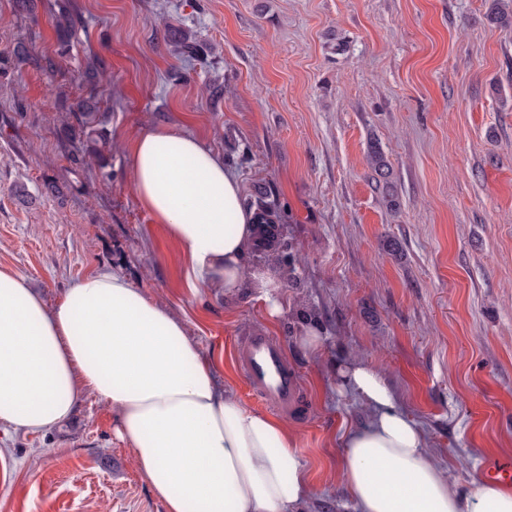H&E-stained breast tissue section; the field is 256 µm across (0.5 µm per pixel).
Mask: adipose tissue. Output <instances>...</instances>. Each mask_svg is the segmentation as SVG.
I'll use <instances>...</instances> for the list:
<instances>
[{
  "label": "adipose tissue",
  "instance_id": "adipose-tissue-1",
  "mask_svg": "<svg viewBox=\"0 0 512 512\" xmlns=\"http://www.w3.org/2000/svg\"><path fill=\"white\" fill-rule=\"evenodd\" d=\"M142 206L189 260L186 276L226 295L253 287L258 226L238 176L189 132L143 131L131 153ZM338 391L370 411L348 431L339 464L356 512H512V490L449 488L426 434L369 366L342 360ZM111 402L116 435L165 512H298L310 494L297 442L274 417L236 400L184 324L123 275L100 270L46 303L0 267V426L47 431L84 391Z\"/></svg>",
  "mask_w": 512,
  "mask_h": 512
}]
</instances>
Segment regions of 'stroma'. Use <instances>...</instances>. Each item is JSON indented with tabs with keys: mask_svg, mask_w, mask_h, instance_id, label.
<instances>
[{
	"mask_svg": "<svg viewBox=\"0 0 512 512\" xmlns=\"http://www.w3.org/2000/svg\"><path fill=\"white\" fill-rule=\"evenodd\" d=\"M78 25L66 72L14 66L32 42L58 49L53 19ZM486 0H38L35 15L0 0V266L26 275L47 303L82 277L124 275L168 309L220 386L266 405L236 362L244 336L282 338L303 392L280 421L298 444L312 494L301 512H353L338 460L367 407L336 391V362L373 368L424 428L455 491L512 458V28ZM196 34L185 62L165 25ZM109 75L101 163L78 160L68 129L79 94L70 72L87 52ZM220 85L213 101L206 88ZM198 137L265 196L304 257L285 313L256 292L190 287L187 258L139 205L130 146L149 128ZM390 168L380 183L367 153ZM397 204L389 206L386 195ZM316 308L317 352L298 317ZM109 403L85 393L43 433L0 427V512H164Z\"/></svg>",
	"mask_w": 512,
	"mask_h": 512,
	"instance_id": "1",
	"label": "stroma"
}]
</instances>
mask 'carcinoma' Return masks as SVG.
<instances>
[{"mask_svg": "<svg viewBox=\"0 0 512 512\" xmlns=\"http://www.w3.org/2000/svg\"><path fill=\"white\" fill-rule=\"evenodd\" d=\"M489 20L501 27H512V5L508 0H490ZM59 44V56H64L72 47L76 28L73 16L61 14L54 19ZM165 44L173 47L182 57L194 60L204 55L202 43L184 29H166L163 34ZM103 75V67L96 55L87 57L84 67L77 72L76 79L82 87L83 94L72 105V110L79 113L77 137L84 138L86 145L82 150L81 160L96 159V149L92 144L105 128L109 113L100 111L99 85ZM369 163L379 176L388 178L387 166L380 148L373 144L370 147ZM260 235L252 246V253L257 259H273L282 269L289 284L297 282V269L301 257L293 242L288 238L283 225L277 223L276 206L266 197L258 196L251 202Z\"/></svg>", "mask_w": 512, "mask_h": 512, "instance_id": "1", "label": "carcinoma"}]
</instances>
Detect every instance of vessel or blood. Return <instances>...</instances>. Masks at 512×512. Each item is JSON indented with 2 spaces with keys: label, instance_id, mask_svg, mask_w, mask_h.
<instances>
[{
  "label": "vessel or blood",
  "instance_id": "obj_1",
  "mask_svg": "<svg viewBox=\"0 0 512 512\" xmlns=\"http://www.w3.org/2000/svg\"><path fill=\"white\" fill-rule=\"evenodd\" d=\"M236 361L250 387L268 405L288 412L300 402V385L289 367L281 339L257 331L237 351Z\"/></svg>",
  "mask_w": 512,
  "mask_h": 512
}]
</instances>
